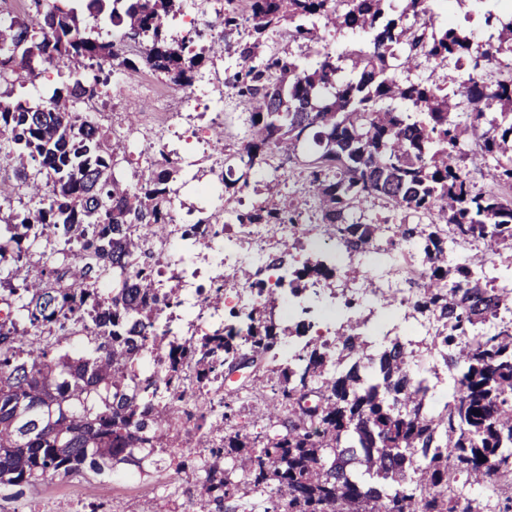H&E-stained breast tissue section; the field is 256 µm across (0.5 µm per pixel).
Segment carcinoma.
I'll return each instance as SVG.
<instances>
[{"mask_svg": "<svg viewBox=\"0 0 512 512\" xmlns=\"http://www.w3.org/2000/svg\"><path fill=\"white\" fill-rule=\"evenodd\" d=\"M434 5L225 0L223 38L209 52L222 55L225 37L251 23V40L236 45L241 68L232 82L249 123L239 176L224 180V194L237 195L275 156L299 161L321 223L357 257L381 232L354 217L367 199L430 219L399 225L398 241L422 258L413 312L441 323L428 344L454 370L441 396L431 385L438 371L419 364L411 341L372 344L354 312L329 340L308 336L313 324L304 320L283 326L262 312L282 289L249 272L264 302L246 320L232 313L224 330L198 342L168 338L163 313L180 305L178 293L155 294L151 257L133 225L167 236L179 160L166 157L130 190L114 175L126 140L82 116L77 103L98 97L100 74L115 64H141L190 86L200 59L168 29L180 0H30L23 15L0 22V83L32 81L44 64L67 70L38 103L0 92V164L16 179L0 184V208L19 190L29 203L0 215V299L13 313L0 321V485L33 487L50 473L106 476L121 465L162 468L179 436L176 413L195 417L185 410L184 370L203 380L243 361L252 376L208 425L224 445L177 464L195 480L192 512H483L489 481L512 482V322L495 321L512 307V289L482 274L512 249V75H487L512 51V18L487 10L484 24L497 33L477 44L449 25L428 31ZM88 18L122 27L121 38L87 33ZM283 26L307 45L330 28L362 43L319 51L310 66L264 52L266 31ZM422 57L470 60L472 71L448 86L397 76ZM344 62L349 77L341 79ZM470 134L493 162L495 188L486 192L473 191L467 172ZM297 217L286 202L234 212L238 224ZM210 232L204 217L183 239L202 248ZM39 239L44 251L33 261ZM467 240L483 248L448 260V242ZM334 272L310 255L288 274L289 292L330 288ZM80 332L82 349L66 350ZM149 349L164 363L160 378L134 370ZM273 375L258 414L281 432L262 438L237 421L236 404Z\"/></svg>", "mask_w": 512, "mask_h": 512, "instance_id": "obj_1", "label": "carcinoma"}]
</instances>
